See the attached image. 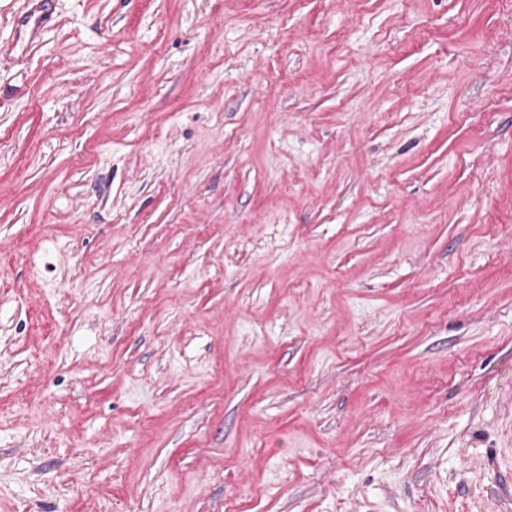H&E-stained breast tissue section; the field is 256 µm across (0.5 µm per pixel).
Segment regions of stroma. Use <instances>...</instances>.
<instances>
[{
  "mask_svg": "<svg viewBox=\"0 0 512 512\" xmlns=\"http://www.w3.org/2000/svg\"><path fill=\"white\" fill-rule=\"evenodd\" d=\"M0 0V512H512V0ZM33 4L28 14L22 18L21 26L30 27L33 39L39 37L42 25L48 16L50 0H30Z\"/></svg>",
  "mask_w": 512,
  "mask_h": 512,
  "instance_id": "obj_1",
  "label": "stroma"
}]
</instances>
